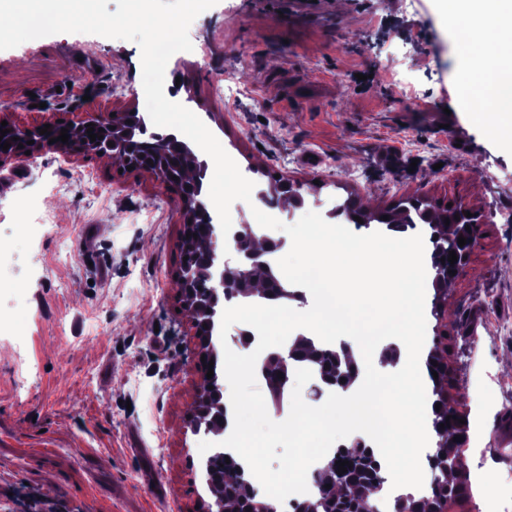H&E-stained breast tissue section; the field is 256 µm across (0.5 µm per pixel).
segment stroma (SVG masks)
Here are the masks:
<instances>
[{
  "instance_id": "obj_1",
  "label": "stroma",
  "mask_w": 512,
  "mask_h": 512,
  "mask_svg": "<svg viewBox=\"0 0 512 512\" xmlns=\"http://www.w3.org/2000/svg\"><path fill=\"white\" fill-rule=\"evenodd\" d=\"M168 61L256 189L299 181L306 210L355 194L464 198L485 219L425 349L443 337L468 430L447 512H512V144L454 99L463 68L442 0H218ZM362 83H354V75ZM224 94L216 96L215 81ZM145 113L141 49L59 33L0 50V117ZM181 200L104 158L43 150L0 164V512H203L186 429L202 374L178 310ZM54 223L38 226V212Z\"/></svg>"
}]
</instances>
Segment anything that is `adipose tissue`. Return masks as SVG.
I'll return each instance as SVG.
<instances>
[{
	"mask_svg": "<svg viewBox=\"0 0 512 512\" xmlns=\"http://www.w3.org/2000/svg\"><path fill=\"white\" fill-rule=\"evenodd\" d=\"M448 2V28L465 59L460 96L469 101L490 100L489 109L475 118L494 119V133L512 144V123L497 120L501 111L512 107V98L506 95L512 89V0Z\"/></svg>",
	"mask_w": 512,
	"mask_h": 512,
	"instance_id": "obj_1",
	"label": "adipose tissue"
}]
</instances>
